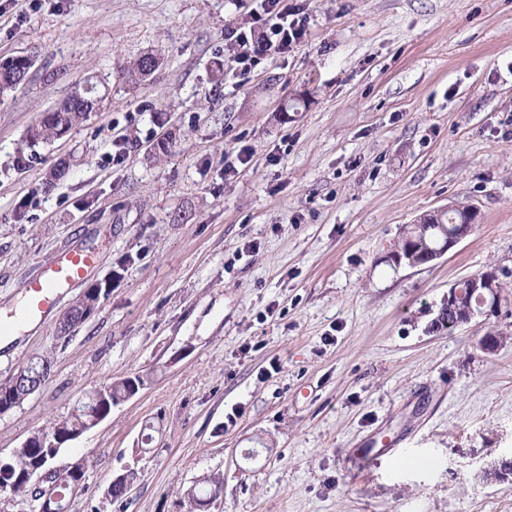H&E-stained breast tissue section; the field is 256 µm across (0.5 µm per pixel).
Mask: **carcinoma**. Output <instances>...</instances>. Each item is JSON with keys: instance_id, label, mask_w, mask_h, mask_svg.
I'll use <instances>...</instances> for the list:
<instances>
[{"instance_id": "cac0c4a2", "label": "carcinoma", "mask_w": 512, "mask_h": 512, "mask_svg": "<svg viewBox=\"0 0 512 512\" xmlns=\"http://www.w3.org/2000/svg\"><path fill=\"white\" fill-rule=\"evenodd\" d=\"M159 67V59L150 53L124 66L123 78L137 84L153 76ZM31 62L20 63L15 58L0 62V93L3 94L16 88L23 82L19 72L29 70ZM101 96L82 86L76 88L60 105L53 109L55 119L48 123L31 125L26 138L31 143H44L58 138L61 128L68 130L86 121L89 115L99 108ZM461 207H456L440 213L432 221L413 223L404 227L400 247L407 251V246L414 247L412 255L418 260L425 253L434 251L442 246L453 225L461 222ZM27 365L18 366L12 376L0 380V402L10 401V408L20 406L25 400L24 392L12 385L13 377L26 373ZM143 385L139 377L129 378L125 383L117 381L102 385L93 391L94 404L83 403L74 412L62 419H56L48 427L30 436L24 444L13 450L7 458H0V492L12 496H31L33 488L28 481V475L35 468L49 471L50 482L55 484V490L61 497L74 492L81 484L84 474L74 473L69 466L57 464L59 453L49 451V445L56 443L64 445L72 437L95 427L111 413L112 407L127 400L131 390H137ZM222 481L214 479L212 487L200 494L196 488H190L184 494L189 512H199L220 498Z\"/></svg>"}]
</instances>
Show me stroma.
Segmentation results:
<instances>
[{
  "instance_id": "obj_1",
  "label": "stroma",
  "mask_w": 512,
  "mask_h": 512,
  "mask_svg": "<svg viewBox=\"0 0 512 512\" xmlns=\"http://www.w3.org/2000/svg\"><path fill=\"white\" fill-rule=\"evenodd\" d=\"M294 2L305 42L218 79L253 0H0V61L33 60L0 97V313L57 254L98 257L0 346V379L52 361L0 414V457L103 383L144 380L64 444L59 464H85L68 512H184L216 476L209 512H512V480L483 476L512 455V0ZM148 52L159 69L128 86L122 66ZM89 79L109 89L100 109L28 143ZM453 202L480 217L451 253L383 263L405 225ZM489 267L499 315L447 330L449 286ZM493 331L503 343L482 352ZM371 435L397 452L347 468ZM212 480H214L212 487L208 491L205 490L204 494H199L196 491V487H191L186 491L184 499L189 512H201V509L207 508L211 503L220 498L221 493L219 490L222 487V481L219 477Z\"/></svg>"
}]
</instances>
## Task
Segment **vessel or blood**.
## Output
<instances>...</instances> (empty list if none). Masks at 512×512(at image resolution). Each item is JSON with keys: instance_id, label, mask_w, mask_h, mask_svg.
Returning <instances> with one entry per match:
<instances>
[{"instance_id": "obj_1", "label": "vessel or blood", "mask_w": 512, "mask_h": 512, "mask_svg": "<svg viewBox=\"0 0 512 512\" xmlns=\"http://www.w3.org/2000/svg\"><path fill=\"white\" fill-rule=\"evenodd\" d=\"M96 260L91 248L64 254L24 283L28 309L32 312L49 311L56 299V290L84 278Z\"/></svg>"}]
</instances>
